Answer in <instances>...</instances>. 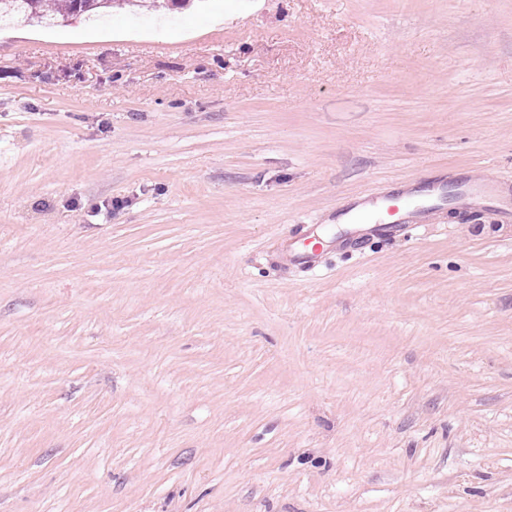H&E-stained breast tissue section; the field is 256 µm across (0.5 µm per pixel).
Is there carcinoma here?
I'll return each mask as SVG.
<instances>
[{
  "instance_id": "obj_1",
  "label": "carcinoma",
  "mask_w": 512,
  "mask_h": 512,
  "mask_svg": "<svg viewBox=\"0 0 512 512\" xmlns=\"http://www.w3.org/2000/svg\"><path fill=\"white\" fill-rule=\"evenodd\" d=\"M136 0H0V23L15 25L40 23L54 27L69 18L110 11L116 6L134 5Z\"/></svg>"
}]
</instances>
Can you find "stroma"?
Masks as SVG:
<instances>
[{"instance_id":"1","label":"stroma","mask_w":512,"mask_h":512,"mask_svg":"<svg viewBox=\"0 0 512 512\" xmlns=\"http://www.w3.org/2000/svg\"><path fill=\"white\" fill-rule=\"evenodd\" d=\"M0 512H512V0L1 28Z\"/></svg>"}]
</instances>
